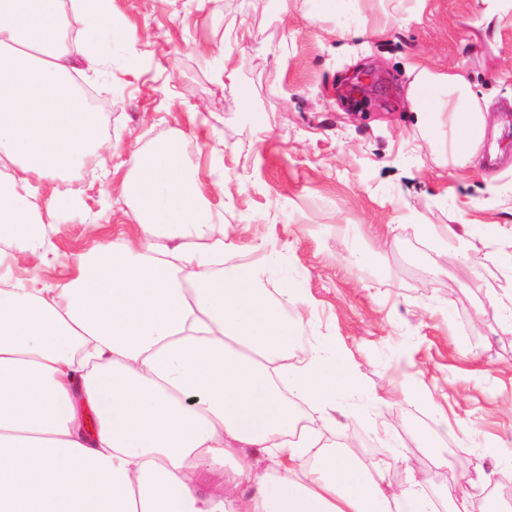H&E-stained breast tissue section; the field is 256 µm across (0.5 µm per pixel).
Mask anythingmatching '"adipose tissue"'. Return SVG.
<instances>
[{
    "label": "adipose tissue",
    "mask_w": 512,
    "mask_h": 512,
    "mask_svg": "<svg viewBox=\"0 0 512 512\" xmlns=\"http://www.w3.org/2000/svg\"><path fill=\"white\" fill-rule=\"evenodd\" d=\"M0 0V256L42 264L55 229L37 184L111 152L100 113L76 94L103 66L113 0ZM409 97L439 164L480 152L486 116L459 74L414 65ZM177 140L135 154L123 181L131 233L39 289L0 273V512H441L416 473L386 489L356 451L323 445L361 383L335 347L298 343L286 306L302 288L264 286L278 253L237 264L207 187ZM319 411L300 424L297 404ZM94 411L95 427L86 413ZM229 491L203 492V471Z\"/></svg>",
    "instance_id": "obj_1"
}]
</instances>
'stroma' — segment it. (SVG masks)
Listing matches in <instances>:
<instances>
[{
  "mask_svg": "<svg viewBox=\"0 0 512 512\" xmlns=\"http://www.w3.org/2000/svg\"><path fill=\"white\" fill-rule=\"evenodd\" d=\"M133 27L99 28L110 65L84 78L101 104L112 154L53 190H73L56 215L55 258L17 276L38 285L67 280L78 260L111 242L112 227L136 223L122 180L133 153L180 138L182 157L223 216L236 262L281 250L280 275L310 301L296 338L334 344L362 384L346 398L324 443H363L378 462L388 440L432 492L458 475L512 462V333L494 300L512 290V0H352L316 21L303 0L277 15L267 0H115ZM367 36L337 40L339 24ZM463 75L488 105L487 143L506 157L438 165L407 96L410 65ZM237 71L218 84L215 72ZM361 79L368 114L341 100ZM265 126H257L254 114ZM427 225L463 227L461 240L428 237ZM372 253L373 262H356ZM445 396L447 427L404 396V385ZM448 459L437 466L420 432Z\"/></svg>",
  "mask_w": 512,
  "mask_h": 512,
  "instance_id": "35a3bbf8",
  "label": "stroma"
}]
</instances>
